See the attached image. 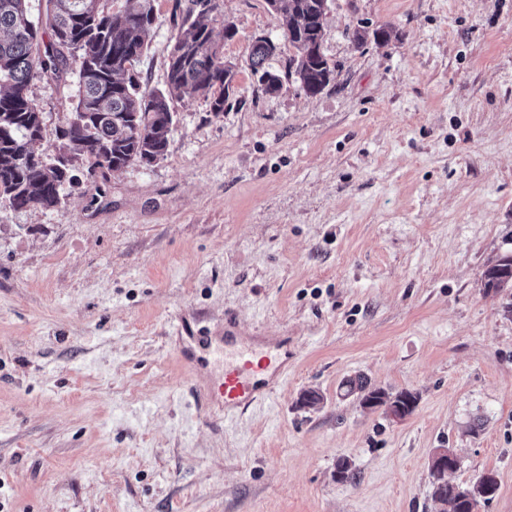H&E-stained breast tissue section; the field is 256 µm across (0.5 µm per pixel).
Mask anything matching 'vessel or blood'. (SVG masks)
Here are the masks:
<instances>
[{
  "instance_id": "b4317fda",
  "label": "vessel or blood",
  "mask_w": 512,
  "mask_h": 512,
  "mask_svg": "<svg viewBox=\"0 0 512 512\" xmlns=\"http://www.w3.org/2000/svg\"><path fill=\"white\" fill-rule=\"evenodd\" d=\"M214 356L223 358L224 373L203 394V401L225 417L248 409L259 397L271 396L288 368V341L279 336H240L232 318L224 334L208 341Z\"/></svg>"
}]
</instances>
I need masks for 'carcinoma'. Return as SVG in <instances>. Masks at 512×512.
I'll return each instance as SVG.
<instances>
[{
  "mask_svg": "<svg viewBox=\"0 0 512 512\" xmlns=\"http://www.w3.org/2000/svg\"><path fill=\"white\" fill-rule=\"evenodd\" d=\"M26 2L0 0V205L56 207L79 172L90 177L164 156L173 126L170 102L184 92L209 100L216 116L224 111L237 71L224 67L223 45L213 38L212 12L200 8L203 0H172L167 89L148 96L140 93L131 67L147 51L157 25L154 0H125L116 13L101 8V0H47L52 15L36 25ZM267 6L296 50L289 68L306 94H319L334 72L320 53L328 0H267ZM274 56L266 40H255L250 70L268 94L283 88L281 76L267 65ZM72 61L78 65L80 94L57 133L62 153L48 163L34 150L42 117L29 95L30 83L68 69ZM482 285L488 291L512 288V252L485 269ZM346 387L359 394L361 404L386 406L403 417L416 406L411 392L392 394L361 377ZM497 488L491 474L470 485L433 475V498L448 503L451 512H472L474 503L490 500Z\"/></svg>",
  "mask_w": 512,
  "mask_h": 512,
  "instance_id": "1",
  "label": "carcinoma"
}]
</instances>
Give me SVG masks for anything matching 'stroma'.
Segmentation results:
<instances>
[{
  "instance_id": "35a3bbf8",
  "label": "stroma",
  "mask_w": 512,
  "mask_h": 512,
  "mask_svg": "<svg viewBox=\"0 0 512 512\" xmlns=\"http://www.w3.org/2000/svg\"><path fill=\"white\" fill-rule=\"evenodd\" d=\"M154 6L145 94L167 81L172 0ZM324 25L330 84L266 94L253 42L281 43L283 75L295 50L266 0H221L220 115L184 95L163 158L0 207V512H442L439 448L454 483L495 475L478 512H512V288L481 285L512 251V0H329ZM78 91L72 70L31 84L38 152ZM228 313L293 351L231 421L196 396L221 366L189 372L177 332ZM359 375L414 412L342 396Z\"/></svg>"
}]
</instances>
